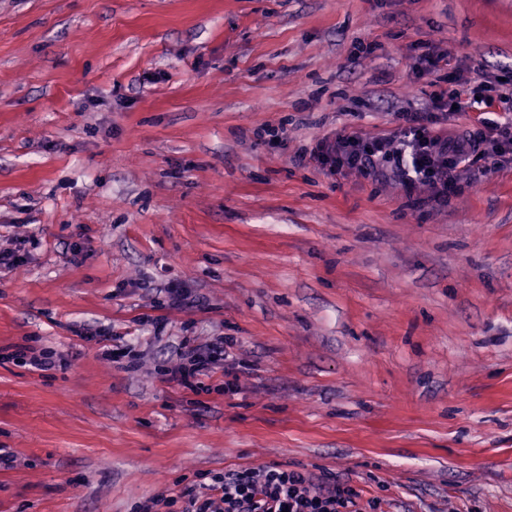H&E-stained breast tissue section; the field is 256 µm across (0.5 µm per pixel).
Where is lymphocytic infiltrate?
Masks as SVG:
<instances>
[{"label":"lymphocytic infiltrate","mask_w":512,"mask_h":512,"mask_svg":"<svg viewBox=\"0 0 512 512\" xmlns=\"http://www.w3.org/2000/svg\"><path fill=\"white\" fill-rule=\"evenodd\" d=\"M450 66L447 51L437 47L415 57L411 68L427 78L431 89L427 108L399 112V128L393 133L324 136L309 153L298 155V164L375 182L395 180L409 190L418 186L427 202L439 208L447 207L462 172L480 163L490 171L512 167V125L491 118L496 111L512 112V92L488 98L459 76L440 84L437 73ZM456 111L479 112L483 118L452 133L448 119ZM226 359L223 338L205 344L186 340L179 345L169 373L190 386L222 368ZM161 502L183 503L182 512H366L356 495L340 483L265 465L243 476L225 474L222 481L200 488L163 492L144 504L142 512H157Z\"/></svg>","instance_id":"1"}]
</instances>
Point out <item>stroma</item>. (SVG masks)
I'll list each match as a JSON object with an SVG mask.
<instances>
[{
  "label": "stroma",
  "mask_w": 512,
  "mask_h": 512,
  "mask_svg": "<svg viewBox=\"0 0 512 512\" xmlns=\"http://www.w3.org/2000/svg\"><path fill=\"white\" fill-rule=\"evenodd\" d=\"M431 45L512 84V0H0V246L27 255L0 269V512L262 464L368 512H512V169L439 209L296 163L426 107ZM216 336L223 371L170 381Z\"/></svg>",
  "instance_id": "1"
}]
</instances>
